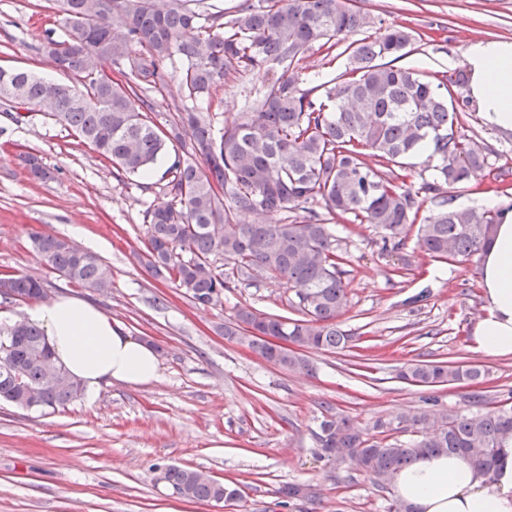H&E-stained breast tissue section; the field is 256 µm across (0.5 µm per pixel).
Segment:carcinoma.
I'll return each instance as SVG.
<instances>
[{
    "mask_svg": "<svg viewBox=\"0 0 512 512\" xmlns=\"http://www.w3.org/2000/svg\"><path fill=\"white\" fill-rule=\"evenodd\" d=\"M68 33L47 37L39 50L56 58L66 82L48 81L27 69L8 70L0 79V99L11 102L16 122L31 107L44 108L73 131L117 171L146 173L171 153L158 194L162 201L144 212L146 266L170 279L202 306H216L230 281L217 262L244 277L261 273L297 287L302 319L236 309L224 335L238 342L250 329L259 337L249 346L273 365L308 372L302 354L268 352L261 337L286 336L305 349L344 348L352 336L336 319L347 305L341 278V252L329 218L370 224L384 244L398 245L412 227L427 254L437 259L468 260L490 241L502 222L504 207L457 206L441 186L466 183L487 164L474 140L456 125L470 111L456 93L467 85L463 68L454 78L434 79L413 68L398 67L412 41L411 31L386 26L354 0H251L224 12L205 0H67ZM344 69L333 85L300 87V62L314 47L332 49L346 36ZM109 62L125 78L112 85L96 67ZM180 64L185 98L196 101L224 83L231 71H254L271 64L284 74L273 82L251 112L237 123L214 126L208 112L193 105L177 111L169 127L148 117L153 112L141 92L165 83ZM421 152L433 162L430 178L416 191L369 165ZM429 199V214L419 217L415 196ZM320 202L326 214L311 208ZM302 211V220L278 219L284 211ZM33 250L69 283L106 294L112 276L91 252L45 230L30 233ZM42 283L27 274L0 277V298L32 302L42 297ZM0 401L27 409L56 412L82 395L79 383L53 358L42 331L27 320L19 329L0 327ZM66 385H52L55 372ZM485 370L445 362L409 363L399 377L412 384H478ZM45 391L39 404L27 389ZM374 432L359 429L339 415L320 423L318 443L324 456L349 450V458L379 488L400 469L425 454L459 455L485 473L494 471L498 448L512 441V407L470 416L436 415L408 410L393 422L377 421ZM411 434L406 441L391 433ZM164 479L182 496L196 501L232 500L229 484L202 478L199 471L171 465Z\"/></svg>",
    "mask_w": 512,
    "mask_h": 512,
    "instance_id": "cac0c4a2",
    "label": "carcinoma"
}]
</instances>
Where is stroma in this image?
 <instances>
[{"label": "stroma", "mask_w": 512, "mask_h": 512, "mask_svg": "<svg viewBox=\"0 0 512 512\" xmlns=\"http://www.w3.org/2000/svg\"><path fill=\"white\" fill-rule=\"evenodd\" d=\"M359 4L413 30L398 64L430 75L455 72L473 41L512 40V0ZM50 33L66 34L58 0H0V66L64 80L39 51ZM281 74L276 65L230 74L212 94L211 113L239 121ZM458 130L484 147L488 164L448 195L474 206L494 183L512 203V132L475 112L461 116ZM24 153L51 178H34ZM166 167L162 159L149 176L131 178L41 112L18 124L0 113V274L36 276L48 297L73 292L28 236L44 228L68 238L82 227L112 275L111 291L91 302L152 344L161 372L145 385L104 386L94 400L54 413L0 402V512H387L393 489L377 488L350 460L323 457L316 433L324 416L369 429L409 409L452 416L512 398V354L485 355L472 338L483 313L479 257L434 260L413 233L387 248L373 227L335 221L348 293L339 322L353 340L307 351L311 373L283 370L225 337L240 306L299 317L296 289L258 274L226 290L220 305L202 307L148 272L143 211L157 200ZM412 361L476 365L487 376L475 386L414 385L397 377ZM169 465L208 472L242 498L225 507L181 498L162 478ZM288 483L303 485L305 497L283 501L278 490Z\"/></svg>", "instance_id": "1"}]
</instances>
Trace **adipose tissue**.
I'll list each match as a JSON object with an SVG mask.
<instances>
[{"instance_id": "ef3b65f1", "label": "adipose tissue", "mask_w": 512, "mask_h": 512, "mask_svg": "<svg viewBox=\"0 0 512 512\" xmlns=\"http://www.w3.org/2000/svg\"><path fill=\"white\" fill-rule=\"evenodd\" d=\"M466 94L484 123L512 131V41L486 39L465 53ZM484 313L472 335L489 356L512 354V212L496 225L481 254ZM27 318L43 331L60 364L80 382L87 399L113 382L136 386L159 378V357L148 342L86 298L62 295L30 307ZM394 492L413 512H512V443L499 451L493 476L455 455H427L398 472Z\"/></svg>"}]
</instances>
